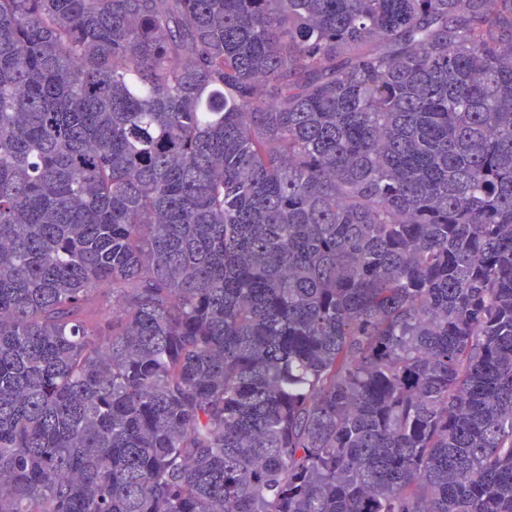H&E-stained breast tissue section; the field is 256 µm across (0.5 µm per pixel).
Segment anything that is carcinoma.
I'll return each mask as SVG.
<instances>
[{
	"instance_id": "1",
	"label": "carcinoma",
	"mask_w": 512,
	"mask_h": 512,
	"mask_svg": "<svg viewBox=\"0 0 512 512\" xmlns=\"http://www.w3.org/2000/svg\"><path fill=\"white\" fill-rule=\"evenodd\" d=\"M0 512H512V0H0Z\"/></svg>"
}]
</instances>
